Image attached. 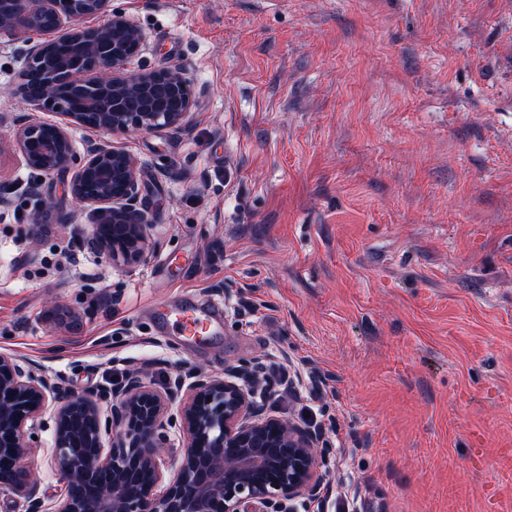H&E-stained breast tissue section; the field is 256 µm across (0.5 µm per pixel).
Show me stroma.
I'll return each instance as SVG.
<instances>
[{
  "mask_svg": "<svg viewBox=\"0 0 512 512\" xmlns=\"http://www.w3.org/2000/svg\"><path fill=\"white\" fill-rule=\"evenodd\" d=\"M131 69L186 66L185 128L71 129L141 164L148 258L112 263L71 172L15 150L0 97V352L77 393L258 363L320 432L328 508L512 512V0H110ZM57 215L32 223L38 196ZM77 239L76 261L43 270ZM223 307L188 350L155 311ZM59 299L78 317L50 312ZM45 413L27 462L62 490Z\"/></svg>",
  "mask_w": 512,
  "mask_h": 512,
  "instance_id": "obj_1",
  "label": "stroma"
}]
</instances>
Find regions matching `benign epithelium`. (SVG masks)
<instances>
[{
	"instance_id": "obj_1",
	"label": "benign epithelium",
	"mask_w": 512,
	"mask_h": 512,
	"mask_svg": "<svg viewBox=\"0 0 512 512\" xmlns=\"http://www.w3.org/2000/svg\"><path fill=\"white\" fill-rule=\"evenodd\" d=\"M109 0H0V31L35 32L26 40L24 71L40 65L60 78L26 98L14 143L26 166L51 175L74 170L69 190L90 209L100 250L127 266L147 260V212L140 205L141 167L135 156L91 142L79 157L71 126L96 132L179 129L195 105L182 65L131 71L145 35L122 11L98 26L81 21L107 12ZM53 111L62 122L36 116ZM194 372L170 379L162 391L131 374L124 382L78 394L50 382L27 359L0 353V493L21 496L25 512H243L257 501L262 512H286L299 497L325 501L330 487L318 474L316 432L261 412L253 389L233 378L255 374ZM110 404V419L99 403ZM54 405V463L64 483L51 506L40 479L27 466L30 443ZM177 415H169L172 406ZM179 421L177 473L162 493L163 460L172 444L164 433ZM117 431L110 448L104 434Z\"/></svg>"
}]
</instances>
